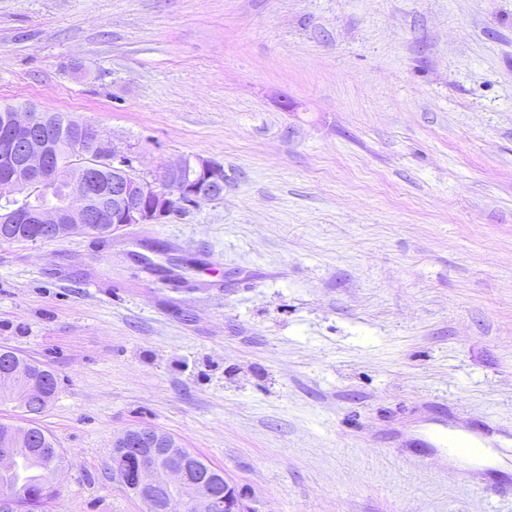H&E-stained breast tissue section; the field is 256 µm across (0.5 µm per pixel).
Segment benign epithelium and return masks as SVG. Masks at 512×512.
I'll use <instances>...</instances> for the list:
<instances>
[{"instance_id": "benign-epithelium-1", "label": "benign epithelium", "mask_w": 512, "mask_h": 512, "mask_svg": "<svg viewBox=\"0 0 512 512\" xmlns=\"http://www.w3.org/2000/svg\"><path fill=\"white\" fill-rule=\"evenodd\" d=\"M0 126V192L15 201L0 212V224H49L58 227L57 240L86 232L93 224H110L112 231L131 224H162L181 207L224 196V164L201 156H180L164 161L160 174L135 167L132 144L117 145L76 117L58 122L49 112L28 108L3 112ZM60 137L87 144L92 160L63 167L57 160ZM112 170V179L105 177ZM68 185L61 200L54 189ZM157 430L129 428L113 438L112 457L132 437L136 456L128 472L113 471L114 478L142 502L147 512H257L247 503L244 490L224 479V491L191 479L186 455L158 448Z\"/></svg>"}]
</instances>
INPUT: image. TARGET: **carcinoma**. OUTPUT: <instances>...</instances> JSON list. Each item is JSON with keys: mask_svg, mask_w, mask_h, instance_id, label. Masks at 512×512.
<instances>
[{"mask_svg": "<svg viewBox=\"0 0 512 512\" xmlns=\"http://www.w3.org/2000/svg\"><path fill=\"white\" fill-rule=\"evenodd\" d=\"M79 152L89 153V146L69 140L59 144L58 156L61 163H70ZM0 243L33 241L41 234L39 224H0ZM0 353L12 356L25 367V376L10 377L0 373V403L11 404L19 410L21 419L28 426L20 427L10 422H0V448H12L19 458L16 469L0 468V493L8 492L15 498L14 512H36L54 494L52 482L62 473L65 458L52 434L39 426L35 415L52 402L57 379L54 373L42 363L20 356L11 348H0ZM37 381L43 389V408L34 412L29 409L28 379Z\"/></svg>", "mask_w": 512, "mask_h": 512, "instance_id": "cac0c4a2", "label": "carcinoma"}]
</instances>
